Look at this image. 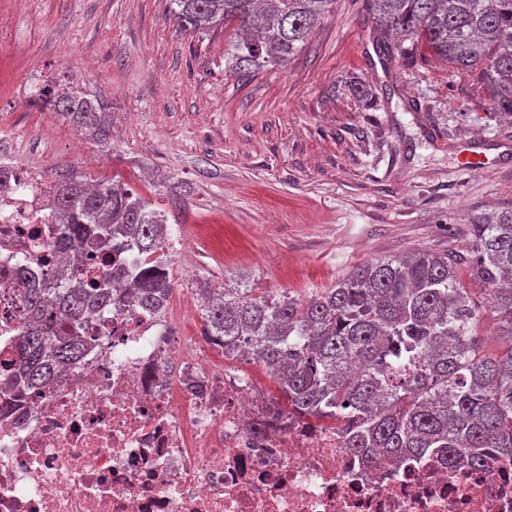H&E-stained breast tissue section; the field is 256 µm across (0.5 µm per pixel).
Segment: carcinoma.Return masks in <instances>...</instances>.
<instances>
[{
    "mask_svg": "<svg viewBox=\"0 0 512 512\" xmlns=\"http://www.w3.org/2000/svg\"><path fill=\"white\" fill-rule=\"evenodd\" d=\"M335 0H168L180 30L232 28L228 71L248 79L284 67L305 46ZM377 45L411 65L427 53L477 71L490 109L512 121V0H369ZM397 34L410 46L391 44ZM36 103L100 146L112 140L105 104L82 88L51 82ZM60 247L88 242L104 253L130 241L156 252L169 234L165 212L121 183L55 180ZM461 253L413 251L369 260L307 297L197 281L206 335L237 361L260 363L289 409L346 423L348 447L417 457L435 451L481 466L512 458V345L488 353L477 336L480 305L459 272L483 285L499 332L512 338V207L469 223ZM163 258L152 268L99 274L76 257L68 284L30 288L18 337V369L0 379L22 396L49 385L86 345L87 318L120 297L160 308L172 290Z\"/></svg>",
    "mask_w": 512,
    "mask_h": 512,
    "instance_id": "1",
    "label": "carcinoma"
}]
</instances>
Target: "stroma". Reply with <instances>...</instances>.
<instances>
[{"mask_svg": "<svg viewBox=\"0 0 512 512\" xmlns=\"http://www.w3.org/2000/svg\"><path fill=\"white\" fill-rule=\"evenodd\" d=\"M167 0H0V141L47 177L121 182L192 238L197 276L305 296L355 266L468 248L466 218L512 207V164L458 178L454 146L512 143L477 73L376 49L366 0H336L282 69L242 82L229 34L191 36ZM81 74L112 143L22 93Z\"/></svg>", "mask_w": 512, "mask_h": 512, "instance_id": "obj_1", "label": "stroma"}]
</instances>
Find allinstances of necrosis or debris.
I'll return each mask as SVG.
<instances>
[{
  "label": "necrosis or debris",
  "instance_id": "necrosis-or-debris-1",
  "mask_svg": "<svg viewBox=\"0 0 512 512\" xmlns=\"http://www.w3.org/2000/svg\"><path fill=\"white\" fill-rule=\"evenodd\" d=\"M0 189V362H12L28 288L65 284L52 185L12 157ZM185 237L167 258L179 309L129 303L90 318L84 355L45 389L0 411V512H512V461L475 470L428 454L374 466L342 425L287 413L256 373L202 328Z\"/></svg>",
  "mask_w": 512,
  "mask_h": 512
}]
</instances>
